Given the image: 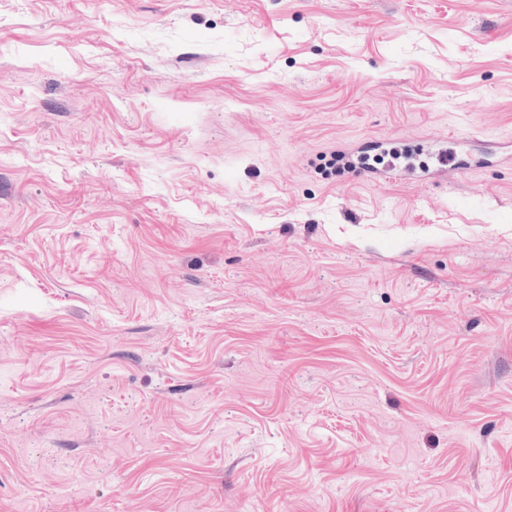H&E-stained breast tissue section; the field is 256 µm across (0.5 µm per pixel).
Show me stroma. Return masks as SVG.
Instances as JSON below:
<instances>
[{"label":"stroma","instance_id":"35a3bbf8","mask_svg":"<svg viewBox=\"0 0 512 512\" xmlns=\"http://www.w3.org/2000/svg\"><path fill=\"white\" fill-rule=\"evenodd\" d=\"M512 0H0V512H512Z\"/></svg>","mask_w":512,"mask_h":512}]
</instances>
